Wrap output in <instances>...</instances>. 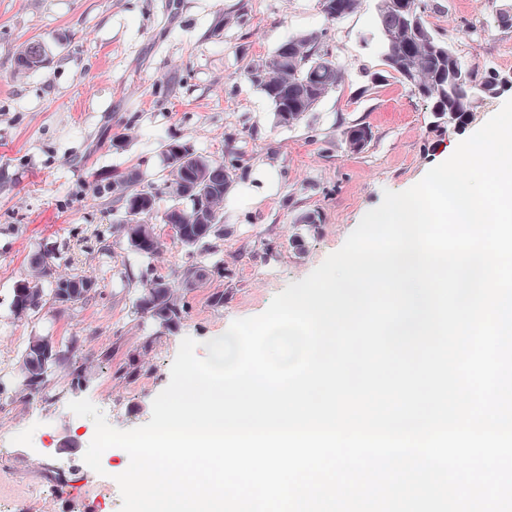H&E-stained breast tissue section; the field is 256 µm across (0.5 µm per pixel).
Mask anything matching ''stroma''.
<instances>
[{
    "label": "stroma",
    "mask_w": 512,
    "mask_h": 512,
    "mask_svg": "<svg viewBox=\"0 0 512 512\" xmlns=\"http://www.w3.org/2000/svg\"><path fill=\"white\" fill-rule=\"evenodd\" d=\"M507 0H427L437 36L463 30L453 47L476 74L512 73V31L498 27ZM378 0L331 22L319 0H0V512H119L120 494L100 492L83 454L90 419L70 401L86 398L120 430L147 423L168 385L181 341H206L237 319L261 314L289 283L307 277L339 250L384 191L401 192L450 157L503 105L477 104L462 128L433 130L429 103L389 71L378 47ZM320 32L344 81L291 126L277 123L265 96L241 72L288 37ZM39 38L51 49L42 69L15 76L21 46ZM372 130L350 152L345 127ZM190 141L219 157L235 140L245 160L224 199L217 257L234 273L181 289L189 314L174 332L137 314V283L125 273L148 266L177 281L187 252L174 241L145 259L112 224L116 196L92 194L90 178L137 170L143 184L164 174V143ZM318 211V232L298 224ZM111 236V250L99 241ZM54 253L59 272L98 281L95 294L69 308L17 316L13 291L37 254ZM223 291L217 307L211 295ZM49 336L88 366L82 385L56 370L45 395L16 397L21 355ZM151 346L135 379L123 378L129 353Z\"/></svg>",
    "instance_id": "35a3bbf8"
}]
</instances>
